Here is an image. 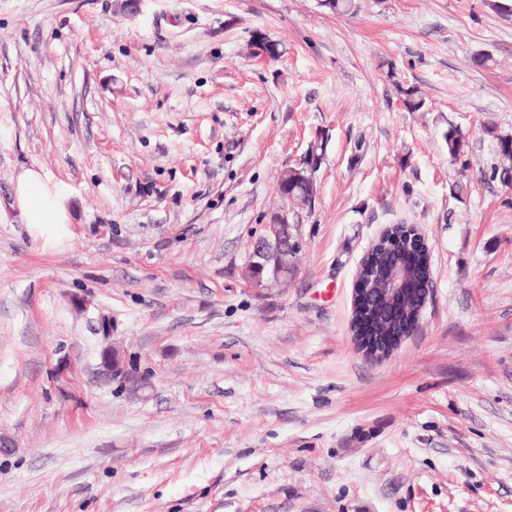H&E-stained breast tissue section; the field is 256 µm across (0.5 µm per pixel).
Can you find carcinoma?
I'll return each instance as SVG.
<instances>
[{
  "label": "carcinoma",
  "instance_id": "obj_1",
  "mask_svg": "<svg viewBox=\"0 0 512 512\" xmlns=\"http://www.w3.org/2000/svg\"><path fill=\"white\" fill-rule=\"evenodd\" d=\"M256 48L254 56L258 57L265 52L271 53L272 58L282 54V44L265 36L253 40ZM387 77L395 81V86L403 98L404 105L411 112H418L425 108L426 101L417 87L396 81L397 73L393 65H387ZM487 133L493 135L497 141L500 157L499 165L493 168V178L499 180L502 186L512 187V135L498 134L492 125L484 126ZM462 131L452 128L445 136L448 144V156L455 160L463 149ZM317 162H306L301 168L288 169V177L282 178L280 189L283 195L309 206L315 199V183L313 173ZM415 239L409 226L399 224L383 241V245L376 248L361 263L360 281H368L374 277V283H379L381 272L395 263L413 266L412 275L416 281H421L427 274L429 257L427 252L414 247ZM420 307V294L412 291L402 298L393 301H380L374 306L362 310L354 319H358L369 326L367 335L370 340L384 344L408 336L412 332Z\"/></svg>",
  "mask_w": 512,
  "mask_h": 512
}]
</instances>
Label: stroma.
<instances>
[{
  "instance_id": "35a3bbf8",
  "label": "stroma",
  "mask_w": 512,
  "mask_h": 512,
  "mask_svg": "<svg viewBox=\"0 0 512 512\" xmlns=\"http://www.w3.org/2000/svg\"><path fill=\"white\" fill-rule=\"evenodd\" d=\"M355 3L0 0V512H512V190L484 130L512 134V15ZM312 153L306 208L279 184ZM29 168L69 188L57 244L14 203ZM277 212L300 262L259 287ZM403 222L433 287L372 359L353 287ZM101 313L143 390L100 380Z\"/></svg>"
}]
</instances>
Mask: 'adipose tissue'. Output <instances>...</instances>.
<instances>
[{
	"label": "adipose tissue",
	"mask_w": 512,
	"mask_h": 512,
	"mask_svg": "<svg viewBox=\"0 0 512 512\" xmlns=\"http://www.w3.org/2000/svg\"><path fill=\"white\" fill-rule=\"evenodd\" d=\"M15 201L33 234L51 237L54 228L70 221V192L41 171L25 170L17 179Z\"/></svg>",
	"instance_id": "1"
}]
</instances>
